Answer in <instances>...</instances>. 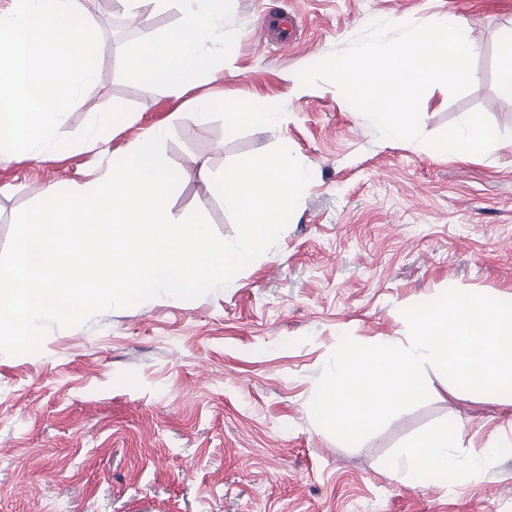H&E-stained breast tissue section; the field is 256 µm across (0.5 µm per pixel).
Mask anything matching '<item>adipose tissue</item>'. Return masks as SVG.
Returning <instances> with one entry per match:
<instances>
[{
  "label": "adipose tissue",
  "mask_w": 512,
  "mask_h": 512,
  "mask_svg": "<svg viewBox=\"0 0 512 512\" xmlns=\"http://www.w3.org/2000/svg\"><path fill=\"white\" fill-rule=\"evenodd\" d=\"M177 31L166 38L152 29H142L138 45L123 51L132 73L142 79L167 85L181 94L192 88L203 70L210 66L201 50L212 32L224 24V0H195ZM462 440L460 431L446 426L422 435L407 453V480L421 472L445 473L462 468L453 450Z\"/></svg>",
  "instance_id": "adipose-tissue-1"
}]
</instances>
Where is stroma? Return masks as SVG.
I'll list each match as a JSON object with an SVG mask.
<instances>
[{"label": "stroma", "mask_w": 512, "mask_h": 512, "mask_svg": "<svg viewBox=\"0 0 512 512\" xmlns=\"http://www.w3.org/2000/svg\"><path fill=\"white\" fill-rule=\"evenodd\" d=\"M120 0H89L103 28L91 84L58 132L78 135L110 106L129 114L83 144L21 159L0 153V251L25 207L47 186L89 190L146 130L189 172L168 201L222 238L235 224L211 178L232 161L288 146L312 173L276 244L233 285L183 300L163 296L50 330L38 352L0 353V512H512V406L426 372L429 398L356 445L308 408L342 336L365 345L411 343L402 309L459 288L512 302V97L498 60L512 33V0H227L209 42L222 68L176 95L131 74L107 17ZM288 15L282 43L259 25ZM471 21L474 82L459 96L429 87L421 129L434 135L474 111L503 135L499 147L451 159L422 143L387 140L329 83L299 70L344 49L369 19ZM212 101L207 120L192 101ZM239 100L282 113L281 126L224 131ZM461 431L459 474L411 483L401 465L423 434Z\"/></svg>", "instance_id": "stroma-1"}]
</instances>
